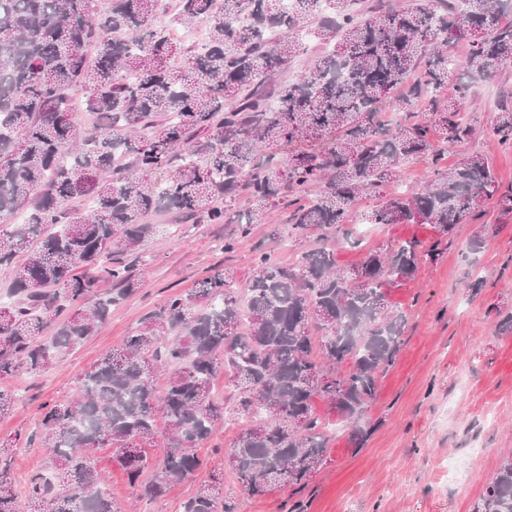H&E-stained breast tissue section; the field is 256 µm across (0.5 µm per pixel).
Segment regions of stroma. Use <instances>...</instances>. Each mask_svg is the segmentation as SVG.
Returning a JSON list of instances; mask_svg holds the SVG:
<instances>
[{
  "instance_id": "stroma-1",
  "label": "stroma",
  "mask_w": 512,
  "mask_h": 512,
  "mask_svg": "<svg viewBox=\"0 0 512 512\" xmlns=\"http://www.w3.org/2000/svg\"><path fill=\"white\" fill-rule=\"evenodd\" d=\"M511 95L512 65L495 81H473L466 111L479 134L449 148L446 164L481 154L501 187H512V148L500 146L490 131L499 102ZM377 203L366 193L355 206L352 229L366 231L365 247L413 237L431 240L427 226L365 224L364 215ZM149 221L157 233L129 257L142 285L113 306L103 329L48 373H20L0 382L16 395L13 409L0 416V441L17 443L18 479L47 466L38 440L45 406L76 398L81 376L170 297L187 295L217 268H232L237 284H244L257 249L274 251L286 266L296 261V247L285 243L288 209L283 205L253 225L231 253L224 242L237 235V224H185L168 211L153 213ZM475 231L488 242L473 254L465 242ZM477 276L483 279L479 289L471 286ZM389 300L407 314L408 324L400 354L381 377L363 418L371 428L363 447H353L347 430H340L326 464L304 485L260 499L243 495L232 478H225L224 490L236 499L238 512H474L487 479L512 457V335L499 331L501 320L512 313V214L487 202L477 224L464 225L437 260L423 262L413 281L392 288ZM235 433L232 424L217 428L197 450L201 467L195 478L178 482L157 501L129 484L112 464L110 449H95L93 458L104 488L123 512H179L211 471L226 470L224 450Z\"/></svg>"
}]
</instances>
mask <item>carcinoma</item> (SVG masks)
Returning <instances> with one entry per match:
<instances>
[{
    "label": "carcinoma",
    "mask_w": 512,
    "mask_h": 512,
    "mask_svg": "<svg viewBox=\"0 0 512 512\" xmlns=\"http://www.w3.org/2000/svg\"><path fill=\"white\" fill-rule=\"evenodd\" d=\"M94 2L0 0V219L24 217L0 235L12 298L0 302V381L49 371L138 289L123 257L155 233L154 212L222 224L229 204L248 195L254 207L238 220L239 236L224 241L232 252L286 201L298 262L285 268L259 249L244 289L220 268L147 317L83 375L76 399L45 408L50 473L18 481L15 444L0 442V512H121L89 453L103 446L131 485L162 499L194 474L197 448L228 417L243 421L226 457L244 494L301 485L326 464L333 438L317 403L350 427L354 444L367 434L361 418L407 324L388 289L436 260L486 202L512 212V190H500L485 157L442 163L477 135L462 112L470 84L448 86V46L466 42L465 68L495 80L512 63V0H328L327 11L322 0L287 10L282 0H179L172 14L162 0H111L101 17ZM162 16L188 30L206 24L205 41L172 42L156 28ZM313 25L332 51L300 78L277 80ZM177 54L188 61L182 71L169 66ZM419 69L422 79L399 93ZM76 85L88 122L71 111ZM388 110L401 119L385 121ZM491 131L512 147V99ZM420 155L431 157L426 186L383 193ZM370 189L380 203L368 223L428 224L435 238L427 248L390 242L344 268L308 231L359 247L346 225ZM101 281L112 294L85 306ZM159 367L168 370L161 392ZM220 368L236 392L231 407L212 391ZM160 434L162 460L144 483L146 447ZM180 509L237 512V503L219 473ZM475 512H512V457Z\"/></svg>",
    "instance_id": "obj_1"
}]
</instances>
